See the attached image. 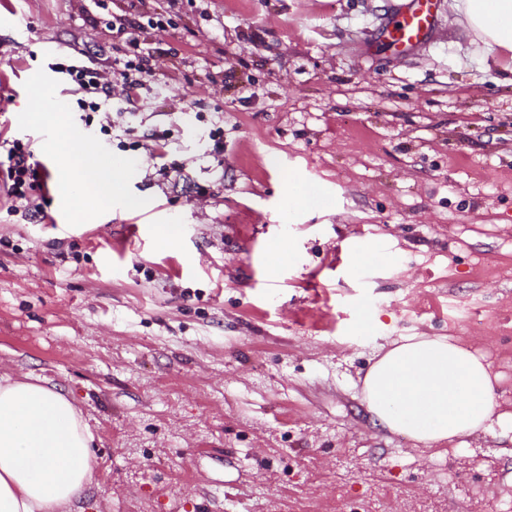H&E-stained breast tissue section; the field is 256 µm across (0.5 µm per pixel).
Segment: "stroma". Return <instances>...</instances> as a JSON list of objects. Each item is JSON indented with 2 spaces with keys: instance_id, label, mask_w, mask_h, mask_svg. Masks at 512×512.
Returning a JSON list of instances; mask_svg holds the SVG:
<instances>
[{
  "instance_id": "1",
  "label": "stroma",
  "mask_w": 512,
  "mask_h": 512,
  "mask_svg": "<svg viewBox=\"0 0 512 512\" xmlns=\"http://www.w3.org/2000/svg\"><path fill=\"white\" fill-rule=\"evenodd\" d=\"M390 2L179 0L173 29L135 32L164 53L126 119L132 152L86 125L51 66L111 58L106 18L166 0H0V131L46 177L42 217L0 205V375L81 409L98 474L84 512L512 501V431L423 450L362 400L379 346L455 336L512 412V84L449 28L448 0L420 46L379 47ZM39 86L85 151L141 162L78 225L45 128L23 118ZM277 240L294 246L282 268Z\"/></svg>"
}]
</instances>
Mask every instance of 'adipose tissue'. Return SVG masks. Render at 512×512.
Instances as JSON below:
<instances>
[{"instance_id": "ef3b65f1", "label": "adipose tissue", "mask_w": 512, "mask_h": 512, "mask_svg": "<svg viewBox=\"0 0 512 512\" xmlns=\"http://www.w3.org/2000/svg\"><path fill=\"white\" fill-rule=\"evenodd\" d=\"M448 25L463 41L481 44L512 82V0H450ZM42 96L26 107L32 123L56 133L61 156L59 196L75 217L86 197L106 203L136 168L90 160L65 109ZM496 375L482 355L448 336L410 335L379 352L363 381L369 412L386 430L428 444L489 431L496 414ZM94 435L80 410L46 380L0 376V512H63L94 478Z\"/></svg>"}]
</instances>
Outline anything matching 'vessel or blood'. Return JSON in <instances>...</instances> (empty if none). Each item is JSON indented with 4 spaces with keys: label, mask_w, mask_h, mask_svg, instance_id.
Wrapping results in <instances>:
<instances>
[{
    "label": "vessel or blood",
    "mask_w": 512,
    "mask_h": 512,
    "mask_svg": "<svg viewBox=\"0 0 512 512\" xmlns=\"http://www.w3.org/2000/svg\"><path fill=\"white\" fill-rule=\"evenodd\" d=\"M438 0H403L384 30V41L395 50L418 46L432 31Z\"/></svg>",
    "instance_id": "1"
}]
</instances>
